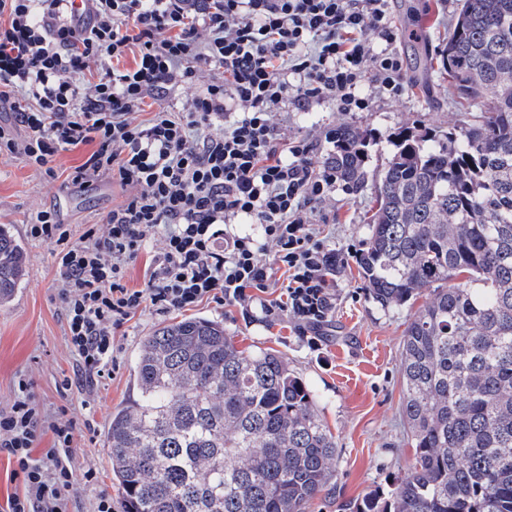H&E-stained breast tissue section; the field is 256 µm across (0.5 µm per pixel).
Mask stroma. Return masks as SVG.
Wrapping results in <instances>:
<instances>
[{
	"label": "stroma",
	"instance_id": "35a3bbf8",
	"mask_svg": "<svg viewBox=\"0 0 512 512\" xmlns=\"http://www.w3.org/2000/svg\"><path fill=\"white\" fill-rule=\"evenodd\" d=\"M390 7L402 34L398 48L404 60L406 90L401 97L374 99L369 111L352 115L322 104L309 112L286 110L275 116L290 137H313L324 128L342 125L368 132L367 170L372 175L382 169L401 128L420 133L447 130L468 119L465 108L449 99L433 67L448 38L457 0H392ZM87 152L84 146L61 152L53 178L22 158H0V225H9L27 254L24 284L0 307V408L11 402L15 381L24 375L31 379L46 415L76 423L73 465L77 473L90 470L96 478L80 485L74 512H92L100 494L117 496L104 446L110 414L137 396L133 369L143 339L179 319L178 314L160 315L150 308L137 314L116 339L117 363L109 378L92 387L59 391L61 380L73 374L76 356L65 336L51 249L30 238L27 226L37 211L53 207L78 237L125 201L126 190L107 179L85 189L61 187L60 177L79 166ZM372 197L367 186L320 204L337 247L363 249L369 236L365 219L374 207ZM337 282L336 311L317 349L309 346L307 337L290 330L268 329L261 321L244 320L231 306L204 303L192 311L193 316L223 322L225 332L234 336L240 348L278 351L312 390L336 437L337 463L334 480L311 502L308 512H355L365 498L388 497L414 459L400 413V342L416 307L382 308L369 297L354 263L340 271Z\"/></svg>",
	"mask_w": 512,
	"mask_h": 512
}]
</instances>
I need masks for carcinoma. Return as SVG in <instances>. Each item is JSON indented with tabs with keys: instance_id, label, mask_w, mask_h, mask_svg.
Wrapping results in <instances>:
<instances>
[{
	"instance_id": "carcinoma-1",
	"label": "carcinoma",
	"mask_w": 512,
	"mask_h": 512,
	"mask_svg": "<svg viewBox=\"0 0 512 512\" xmlns=\"http://www.w3.org/2000/svg\"><path fill=\"white\" fill-rule=\"evenodd\" d=\"M440 57L471 119L398 132L357 260L383 308L430 296L401 340L415 462L389 498L356 512H512V0H459ZM369 145L340 126L321 164L361 188ZM25 275L2 224L0 305ZM134 383L105 435L125 512H307L335 476L336 440L308 386L217 321L146 337Z\"/></svg>"
}]
</instances>
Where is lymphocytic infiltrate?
I'll use <instances>...</instances> for the list:
<instances>
[{
	"mask_svg": "<svg viewBox=\"0 0 512 512\" xmlns=\"http://www.w3.org/2000/svg\"><path fill=\"white\" fill-rule=\"evenodd\" d=\"M390 0H0V156L54 174L63 151H91L65 185L106 178L129 191L123 205L73 240L57 209L38 211L32 238L52 250L58 298L77 369L94 384L115 361L114 339L138 312L169 314L216 302L261 317L292 315L319 344L336 310L337 273L353 248L330 243L316 207L335 175L315 160L318 139L283 137L273 115L327 103L366 112L376 94L405 91ZM135 65L119 69L128 51ZM193 89L189 99L183 90ZM158 109L141 119L146 102ZM27 134L17 137L15 127ZM161 239L144 287L128 269ZM274 253H267V245ZM76 425L43 416L26 378L0 409V451L22 494L0 512H69L81 481L72 465ZM52 444L39 448L43 435Z\"/></svg>",
	"mask_w": 512,
	"mask_h": 512,
	"instance_id": "obj_1",
	"label": "lymphocytic infiltrate"
}]
</instances>
